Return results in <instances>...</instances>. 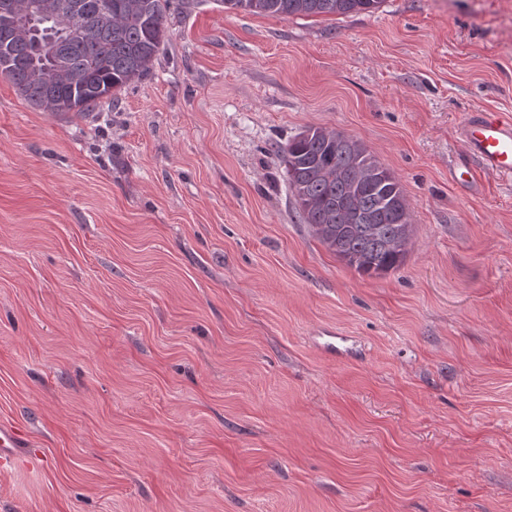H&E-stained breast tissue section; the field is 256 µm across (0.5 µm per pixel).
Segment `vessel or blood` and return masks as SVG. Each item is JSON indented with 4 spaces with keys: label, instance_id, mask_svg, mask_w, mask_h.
<instances>
[{
    "label": "vessel or blood",
    "instance_id": "vessel-or-blood-1",
    "mask_svg": "<svg viewBox=\"0 0 512 512\" xmlns=\"http://www.w3.org/2000/svg\"><path fill=\"white\" fill-rule=\"evenodd\" d=\"M465 150L483 170L512 177V119L492 112L470 114L461 129ZM30 450L16 430L0 426V470L16 469Z\"/></svg>",
    "mask_w": 512,
    "mask_h": 512
}]
</instances>
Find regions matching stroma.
<instances>
[{"mask_svg": "<svg viewBox=\"0 0 512 512\" xmlns=\"http://www.w3.org/2000/svg\"><path fill=\"white\" fill-rule=\"evenodd\" d=\"M512 0L282 17L188 0L100 112L0 77V512H512ZM367 145L414 224L368 276L314 236L280 145ZM465 151L483 170L512 177V119L492 112L468 116L461 129ZM30 453L22 437L9 426H0V470L11 472L22 463Z\"/></svg>", "mask_w": 512, "mask_h": 512, "instance_id": "1", "label": "stroma"}]
</instances>
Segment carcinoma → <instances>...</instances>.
I'll use <instances>...</instances> for the list:
<instances>
[{
  "instance_id": "1",
  "label": "carcinoma",
  "mask_w": 512,
  "mask_h": 512,
  "mask_svg": "<svg viewBox=\"0 0 512 512\" xmlns=\"http://www.w3.org/2000/svg\"><path fill=\"white\" fill-rule=\"evenodd\" d=\"M45 28L66 21L59 66L0 11V66L17 92L43 112H93L149 75L168 37L177 0H110L112 11L72 15L42 0ZM227 9L283 17L348 14L382 0H221ZM285 180L301 220L360 274L383 276L403 265L412 234L400 180L360 140L308 127L280 149Z\"/></svg>"
}]
</instances>
